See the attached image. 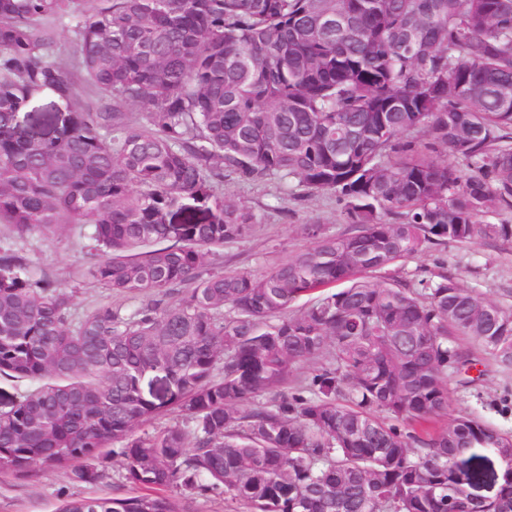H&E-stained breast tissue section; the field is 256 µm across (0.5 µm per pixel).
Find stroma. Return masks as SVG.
Wrapping results in <instances>:
<instances>
[{
  "label": "stroma",
  "mask_w": 512,
  "mask_h": 512,
  "mask_svg": "<svg viewBox=\"0 0 512 512\" xmlns=\"http://www.w3.org/2000/svg\"><path fill=\"white\" fill-rule=\"evenodd\" d=\"M92 0H72L69 13L52 25L56 55L72 65L79 47L76 22L71 13L88 10ZM225 197L249 207L258 218L244 237L225 243L204 259L209 272L240 269L263 273L287 255L309 244L303 225L317 224L328 235L347 231L342 206L330 194L305 195L297 180L267 178L253 182L225 179L218 186ZM87 238L78 227L65 228L50 238L33 234L21 243L22 253L32 265L73 293V313L107 301V292L85 279L84 268L91 256ZM448 272L465 288L480 296L512 306V243L486 240L451 244L409 259L392 269L394 277L412 282ZM470 365L448 374V414H471L512 432V366L506 367L486 354L472 340L460 339ZM132 489L124 480L120 457L107 460V476L95 485H76L62 469L33 467L25 476L0 474V512H56L63 500L93 496L123 497Z\"/></svg>",
  "instance_id": "stroma-1"
}]
</instances>
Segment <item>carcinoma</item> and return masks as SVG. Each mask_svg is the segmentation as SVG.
<instances>
[{"label": "carcinoma", "mask_w": 512, "mask_h": 512, "mask_svg": "<svg viewBox=\"0 0 512 512\" xmlns=\"http://www.w3.org/2000/svg\"><path fill=\"white\" fill-rule=\"evenodd\" d=\"M68 3L0 0V224L78 226L84 276L140 306L76 318L72 293L0 247V378L35 383L0 400V472L94 485L103 449L123 457L135 493L57 512L221 494L245 512H512L511 478L474 502L453 468L512 433L469 415L399 426L447 412L448 370L470 363L458 338L512 365V306L446 273L371 278L436 246L512 242L483 222L512 210V0H96L77 24L90 105L44 27ZM42 93L66 113L33 140L19 118ZM226 176L297 179L351 230L309 225L311 246L261 275H205L257 223L218 192ZM158 372L161 396L145 389ZM171 410L191 426L139 433Z\"/></svg>", "instance_id": "obj_1"}]
</instances>
